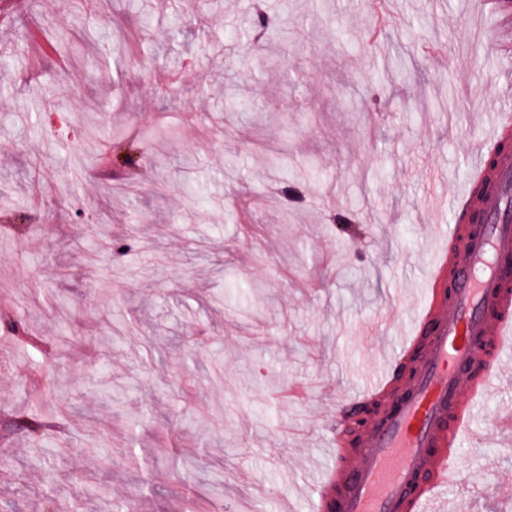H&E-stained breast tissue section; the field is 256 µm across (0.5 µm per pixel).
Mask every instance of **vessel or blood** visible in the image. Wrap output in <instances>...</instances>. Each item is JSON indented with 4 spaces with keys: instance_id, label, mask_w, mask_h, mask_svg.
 <instances>
[{
    "instance_id": "vessel-or-blood-1",
    "label": "vessel or blood",
    "mask_w": 512,
    "mask_h": 512,
    "mask_svg": "<svg viewBox=\"0 0 512 512\" xmlns=\"http://www.w3.org/2000/svg\"><path fill=\"white\" fill-rule=\"evenodd\" d=\"M511 136L512 114L498 112L490 133L469 143V174L448 227L453 238L467 224L463 248L440 251L395 352L350 397L351 409H375L354 451L333 438L311 512H469L464 499L444 509L443 495L460 449L485 442L477 406L500 389L512 349V156L501 150Z\"/></svg>"
}]
</instances>
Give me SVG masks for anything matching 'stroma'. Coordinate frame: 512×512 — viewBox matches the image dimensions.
<instances>
[{
	"label": "stroma",
	"mask_w": 512,
	"mask_h": 512,
	"mask_svg": "<svg viewBox=\"0 0 512 512\" xmlns=\"http://www.w3.org/2000/svg\"><path fill=\"white\" fill-rule=\"evenodd\" d=\"M181 2L107 0L86 28L73 0L1 9L0 310L31 302L54 343L33 357L0 331V512H45L49 489L83 512H309L337 410L415 307L468 143L512 113V37L488 45L480 0ZM121 31L152 52L101 54ZM161 118L175 137L101 182L112 131ZM507 400L481 404L484 483L448 488L474 512H512ZM34 407L62 430H12Z\"/></svg>",
	"instance_id": "stroma-1"
}]
</instances>
